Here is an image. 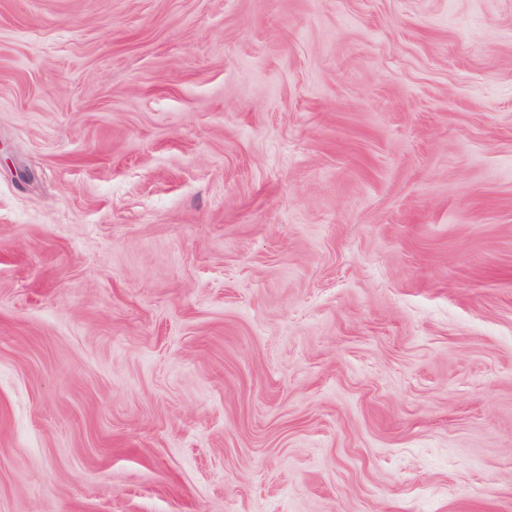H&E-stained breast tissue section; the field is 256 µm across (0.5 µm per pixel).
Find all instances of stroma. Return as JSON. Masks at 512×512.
Here are the masks:
<instances>
[{
  "instance_id": "stroma-1",
  "label": "stroma",
  "mask_w": 512,
  "mask_h": 512,
  "mask_svg": "<svg viewBox=\"0 0 512 512\" xmlns=\"http://www.w3.org/2000/svg\"><path fill=\"white\" fill-rule=\"evenodd\" d=\"M0 512H512V0H0Z\"/></svg>"
}]
</instances>
